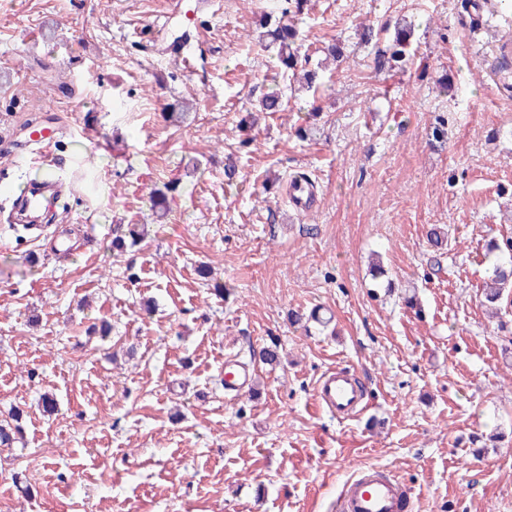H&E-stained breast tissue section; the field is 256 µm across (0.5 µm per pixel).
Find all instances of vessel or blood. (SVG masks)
<instances>
[{"label": "vessel or blood", "mask_w": 512, "mask_h": 512, "mask_svg": "<svg viewBox=\"0 0 512 512\" xmlns=\"http://www.w3.org/2000/svg\"><path fill=\"white\" fill-rule=\"evenodd\" d=\"M196 12L185 0H169L168 8L162 19L155 22L157 31H164L172 20H180L185 26L177 44L171 52L182 59L193 57L199 44L195 36L188 32L194 24ZM59 190L56 181L48 180L32 188L27 194L14 197V221L39 218L49 206L52 196ZM254 378L253 370L236 358L224 360V390L238 394L245 391ZM314 398L320 408L336 416H347L362 404L365 394L355 377L348 371L331 369L318 379ZM412 502L406 486L386 469L368 466L358 470L344 485L342 491L333 501L332 512H407Z\"/></svg>", "instance_id": "1"}]
</instances>
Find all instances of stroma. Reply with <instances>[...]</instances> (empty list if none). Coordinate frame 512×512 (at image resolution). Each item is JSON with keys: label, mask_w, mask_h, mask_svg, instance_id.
Instances as JSON below:
<instances>
[{"label": "stroma", "mask_w": 512, "mask_h": 512, "mask_svg": "<svg viewBox=\"0 0 512 512\" xmlns=\"http://www.w3.org/2000/svg\"><path fill=\"white\" fill-rule=\"evenodd\" d=\"M164 2L0 0V176L53 173L69 203L25 237L0 212V419L26 413L0 512H331L368 465L414 512H512V306L481 304L486 244L512 237V15L491 0L475 38L465 0H305L319 80L244 130L279 78L256 37L280 0H212L190 64L145 51ZM400 18L410 61L378 68L359 29ZM52 121L50 154H27ZM131 224L146 236L113 250ZM229 355L255 370L236 396ZM336 367L368 388L356 417L314 402Z\"/></svg>", "instance_id": "1"}]
</instances>
